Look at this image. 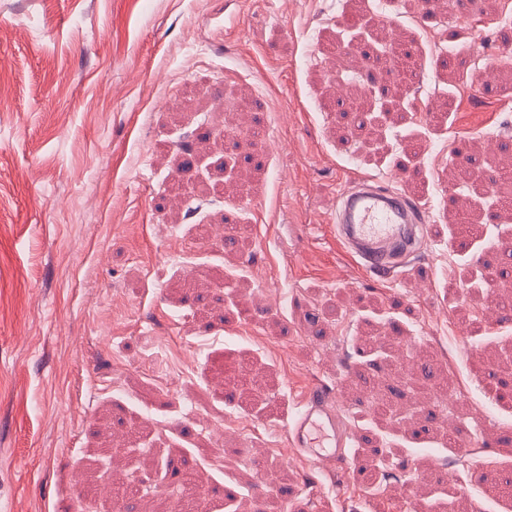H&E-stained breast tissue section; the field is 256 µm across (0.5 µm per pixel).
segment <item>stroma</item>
I'll list each match as a JSON object with an SVG mask.
<instances>
[{
	"instance_id": "stroma-1",
	"label": "stroma",
	"mask_w": 512,
	"mask_h": 512,
	"mask_svg": "<svg viewBox=\"0 0 512 512\" xmlns=\"http://www.w3.org/2000/svg\"><path fill=\"white\" fill-rule=\"evenodd\" d=\"M477 8L0 0V512H176L200 470L212 512H512L483 492L512 483V0ZM394 39L418 50L413 84ZM397 164L434 226L424 288L357 264L327 222L341 184ZM477 171L500 189L470 201L460 248L442 185ZM452 267L493 273L497 325L465 334ZM404 339L429 373L397 365ZM318 383L364 439L331 475L280 455ZM444 417L502 437L449 447Z\"/></svg>"
}]
</instances>
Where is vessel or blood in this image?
I'll return each instance as SVG.
<instances>
[{
    "mask_svg": "<svg viewBox=\"0 0 512 512\" xmlns=\"http://www.w3.org/2000/svg\"><path fill=\"white\" fill-rule=\"evenodd\" d=\"M410 179V171L402 168L390 174L385 186L370 176L353 179L339 190L331 222L339 241L363 267L414 287L422 278L409 241L416 235L429 237L431 227L425 208L401 190ZM346 417L340 400L323 385L312 387L289 427L292 455L322 470L333 468L361 443Z\"/></svg>",
    "mask_w": 512,
    "mask_h": 512,
    "instance_id": "1",
    "label": "vessel or blood"
}]
</instances>
